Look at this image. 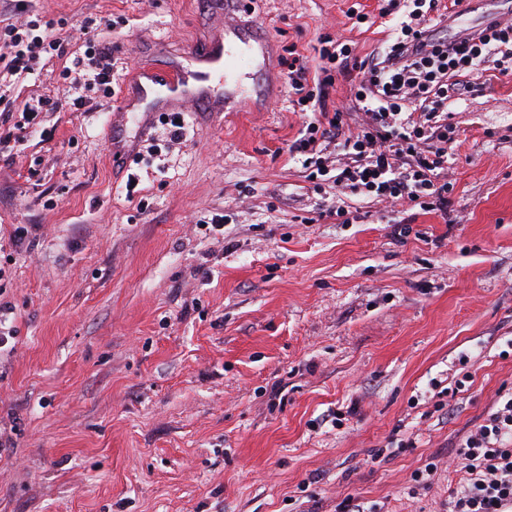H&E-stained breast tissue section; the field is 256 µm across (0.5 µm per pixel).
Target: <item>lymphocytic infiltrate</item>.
Returning <instances> with one entry per match:
<instances>
[{
    "label": "lymphocytic infiltrate",
    "mask_w": 512,
    "mask_h": 512,
    "mask_svg": "<svg viewBox=\"0 0 512 512\" xmlns=\"http://www.w3.org/2000/svg\"><path fill=\"white\" fill-rule=\"evenodd\" d=\"M440 0H387L378 19H390L392 36L381 58H359L351 44L323 36L316 49L318 66L289 48L284 60L289 102L308 113L299 138L288 147L312 176H333L338 190L361 192L386 204L407 205L425 212H448V150L458 137L448 100L464 94L477 66L512 75V23L488 21L476 34L456 44L433 32ZM39 19L10 26L7 44L12 73H31L44 54L65 56L64 39L40 35ZM83 57L64 68L76 95L86 104L91 90L111 95L115 59L110 43L84 32ZM353 86L352 104L361 112L353 130L348 114L326 111L322 101L336 78ZM341 138L347 162L333 169L326 154L333 138ZM463 478L450 512H512V395L500 396L474 432L456 451Z\"/></svg>",
    "instance_id": "f902f5d3"
}]
</instances>
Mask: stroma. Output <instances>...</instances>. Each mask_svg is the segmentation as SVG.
Listing matches in <instances>:
<instances>
[{
  "label": "stroma",
  "instance_id": "obj_1",
  "mask_svg": "<svg viewBox=\"0 0 512 512\" xmlns=\"http://www.w3.org/2000/svg\"><path fill=\"white\" fill-rule=\"evenodd\" d=\"M356 1L376 14L243 0L236 17L274 44L265 98L185 113L177 144L130 120L118 162L112 99L68 106L59 74L80 42L12 81L2 136L27 99L61 105L0 148V512H339L350 497L448 512L449 456L512 393V76L478 72L449 107L447 215L307 180L281 59L324 33L380 51L386 32L345 15ZM504 10L474 0L435 31L471 35ZM32 14L68 32L93 19L122 82L221 23L207 0H0V40ZM336 206L357 223L316 219Z\"/></svg>",
  "mask_w": 512,
  "mask_h": 512
}]
</instances>
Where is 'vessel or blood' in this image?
I'll use <instances>...</instances> for the list:
<instances>
[{
    "mask_svg": "<svg viewBox=\"0 0 512 512\" xmlns=\"http://www.w3.org/2000/svg\"><path fill=\"white\" fill-rule=\"evenodd\" d=\"M246 53L266 66L270 41L259 25L243 26L225 15L224 26L206 43L186 50L182 59L157 70H142L125 86L112 106V152L125 149L122 131L132 112L171 109L177 112H220L240 97L228 80L235 56Z\"/></svg>",
    "mask_w": 512,
    "mask_h": 512,
    "instance_id": "1",
    "label": "vessel or blood"
}]
</instances>
